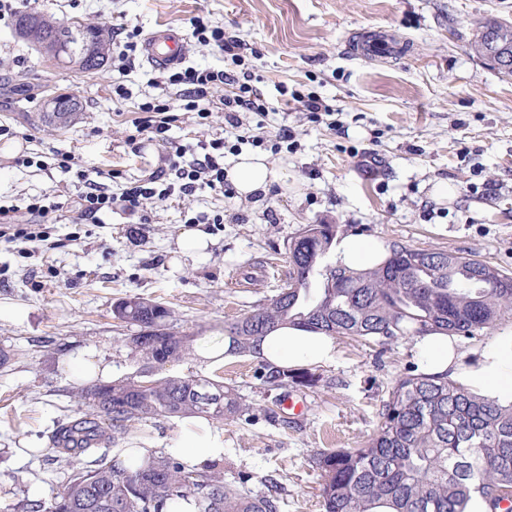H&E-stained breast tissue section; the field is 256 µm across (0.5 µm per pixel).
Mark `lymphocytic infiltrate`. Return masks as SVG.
I'll return each instance as SVG.
<instances>
[{"label":"lymphocytic infiltrate","mask_w":512,"mask_h":512,"mask_svg":"<svg viewBox=\"0 0 512 512\" xmlns=\"http://www.w3.org/2000/svg\"><path fill=\"white\" fill-rule=\"evenodd\" d=\"M224 85L230 87V94L214 100L215 89ZM163 86L161 95L139 104L140 116L134 123L137 135L163 145L158 166L147 178L122 186L117 193L102 187L103 171L94 168L79 171L73 204L80 218L92 219L99 212L118 209L146 224L150 221L147 201H162L174 195L184 197L193 193L200 184L222 196H233L234 190L224 178V139L212 140L203 158L189 161L185 158L183 146L170 141L168 132L173 123L179 121L181 113L196 114L199 121L205 122L218 107L224 114L225 124L237 129V143L253 141V134L240 131V115L266 111L264 98L249 83L240 81L236 72L185 64L169 72ZM62 207V202L56 201L51 193L30 199L22 209L14 204H0V241L25 243L47 240L42 222ZM22 210L36 216V223L20 222L18 213Z\"/></svg>","instance_id":"1"}]
</instances>
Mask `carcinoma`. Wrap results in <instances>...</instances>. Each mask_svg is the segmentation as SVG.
<instances>
[{"mask_svg":"<svg viewBox=\"0 0 512 512\" xmlns=\"http://www.w3.org/2000/svg\"><path fill=\"white\" fill-rule=\"evenodd\" d=\"M31 21L70 64L90 52L109 59L112 38L103 27L92 26L85 41L70 32L69 22L27 11L15 31ZM510 41L512 32L502 23L488 22L469 49L482 58L492 44ZM336 233L335 224H308L291 241L288 281L267 303L224 324L235 353L254 352L261 337L283 325L385 346L433 331L469 340L512 318V276L475 255L399 246L378 268L325 265ZM112 314L140 328L132 346L141 365L132 376L81 390L95 413L59 425L49 452L70 464L95 459L74 471L49 503L29 504V512H167L179 500L194 501L198 512H276L270 497L224 482L218 461L201 470L164 453L137 466L97 454L112 426L159 416L224 422L249 410L232 389L210 378L154 377L142 386L141 374L187 354L188 337L170 327L172 310L152 300L123 299ZM262 379L274 389L316 382L308 370L271 365ZM201 386L214 394L211 402L197 398ZM377 418L362 446L313 457L322 477V512H469L476 496L487 512H512V403L475 393L446 373L410 371L387 387Z\"/></svg>","mask_w":512,"mask_h":512,"instance_id":"1","label":"carcinoma"}]
</instances>
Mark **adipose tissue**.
<instances>
[{"mask_svg": "<svg viewBox=\"0 0 512 512\" xmlns=\"http://www.w3.org/2000/svg\"><path fill=\"white\" fill-rule=\"evenodd\" d=\"M228 180L239 197L249 198L267 191L277 173L260 154H242L226 170ZM389 244L378 238L345 237L334 247L336 264L353 269H366L385 262ZM414 349L419 369L437 376L455 370L457 378L472 391L481 392L507 403L512 401V336L487 344L479 361L471 367L457 363L454 340L431 332L419 338ZM257 356L278 368L315 363H329L336 357L333 337L305 331L300 327L282 326L261 338L255 347ZM224 453V435L207 426H187L174 454L184 462L203 466Z\"/></svg>", "mask_w": 512, "mask_h": 512, "instance_id": "ef3b65f1", "label": "adipose tissue"}]
</instances>
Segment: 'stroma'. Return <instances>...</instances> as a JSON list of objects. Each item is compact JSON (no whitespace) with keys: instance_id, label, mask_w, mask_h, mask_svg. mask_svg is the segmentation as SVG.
<instances>
[{"instance_id":"stroma-1","label":"stroma","mask_w":512,"mask_h":512,"mask_svg":"<svg viewBox=\"0 0 512 512\" xmlns=\"http://www.w3.org/2000/svg\"><path fill=\"white\" fill-rule=\"evenodd\" d=\"M36 10L95 25L101 14L120 16L146 32L160 23L198 16L223 27L239 44L251 84L268 112L242 113L246 128L261 129L258 150L278 178L258 200L225 198L199 186L185 198L152 201L150 223L121 211L76 221L63 211L49 225V241L0 242V512H25L32 486L50 501L74 469L50 459L59 423L91 413L73 361L87 354L109 366V380L138 368L131 338L138 327L118 324L116 302L132 297L171 307L175 330L190 351L168 362L165 376H202L224 382L249 404L245 419L219 424L224 435V480L254 495L267 477L283 492L279 512H321L322 449L354 448L374 432L376 412L390 383L416 362L413 344L381 347L347 338L336 357L316 366L315 387L267 389L261 359L225 352L219 364L201 360L200 347L220 346L224 324L266 303L287 280L288 244L307 224H334L339 236L378 237L389 244L471 253L512 273V77L470 54L477 22L512 21V0H55ZM380 31L393 51L381 58L351 47ZM160 69L135 58L122 71L109 61L99 71L75 73L48 65L12 26L0 23V147L11 142L33 157L61 150L84 167L115 172L120 184L157 167L154 142L127 137L136 109L158 95ZM128 98L117 104L116 91ZM69 92L82 108L67 127L34 120L36 103ZM320 95L336 111L333 122L314 123L283 93ZM293 142L279 145L281 130ZM223 113L197 124L189 117L171 138L202 157L201 142L221 138ZM453 191L444 203L437 182ZM75 172L18 165L0 150V198L15 203L53 189L70 190ZM223 223H213L214 215ZM209 217L207 249L179 253L177 239L192 218ZM269 267L268 280L256 273ZM306 409L286 421L269 411L282 396ZM183 421L156 417L112 435L102 450L168 451Z\"/></svg>"}]
</instances>
